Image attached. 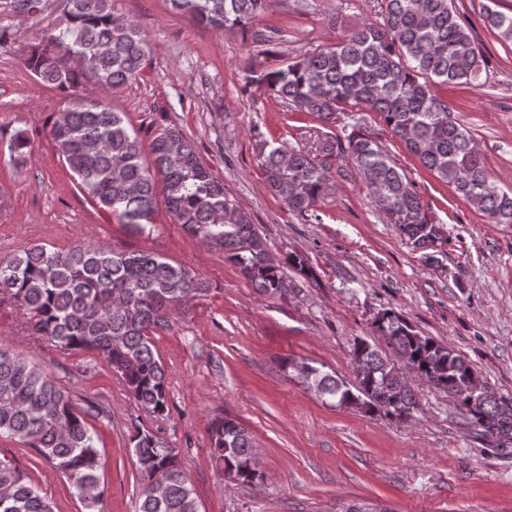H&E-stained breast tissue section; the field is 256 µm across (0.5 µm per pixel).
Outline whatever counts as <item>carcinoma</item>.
<instances>
[{"label":"carcinoma","instance_id":"obj_1","mask_svg":"<svg viewBox=\"0 0 512 512\" xmlns=\"http://www.w3.org/2000/svg\"><path fill=\"white\" fill-rule=\"evenodd\" d=\"M46 0H0V18L42 13ZM63 24L28 46L21 63L41 83L63 95L49 138L78 185L99 209L134 228L151 223L162 195L174 223L188 236L224 251L241 276L263 296L288 290L281 261L272 256L250 215L202 162L176 126L150 145L152 164L123 113L80 88L104 92L140 76L149 44L140 27L119 13L114 0H63ZM268 0H169L172 9L220 30H247ZM485 23L512 40V13L482 5ZM381 20L364 23L335 44L306 51L259 82L290 111L316 117L328 132L316 152L265 141L257 154L267 186L288 210L319 218L318 203L334 187L333 166L353 167L387 223L417 249L448 238L421 199L415 182L374 134L357 120L331 131L340 116L361 107L376 113L428 171L454 187L467 204L512 224V190L497 186L469 131L455 120L448 100L433 87L482 85L486 63L473 30L454 0H382ZM209 291L189 268L144 251L115 252L77 246L65 251L25 247L0 260V304L22 311L33 335L62 351L95 352L147 414L168 411L166 369L152 336L169 318ZM390 353L365 339L354 342L355 390L336 376L302 363L305 383L340 405L403 420L418 409L415 393L394 372L401 358L429 385L448 393L469 414L480 435L512 441V406L479 382L452 348L416 332L393 312L377 319ZM211 456L224 476L240 485L263 479L248 429L230 416L209 425ZM31 448L61 473L88 512H102L104 488L93 432L53 376L0 346V436ZM142 481L138 512H199V503L176 450L158 433L137 428L131 438ZM0 512H53L29 477L0 459Z\"/></svg>","mask_w":512,"mask_h":512}]
</instances>
